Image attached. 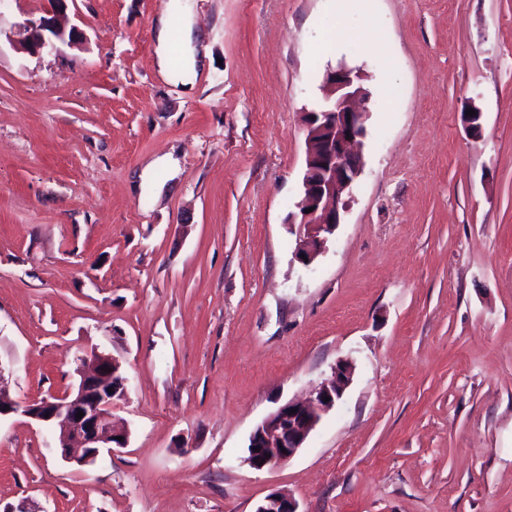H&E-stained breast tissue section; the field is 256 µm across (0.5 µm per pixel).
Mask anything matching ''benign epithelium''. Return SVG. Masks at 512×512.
<instances>
[{
    "instance_id": "benign-epithelium-1",
    "label": "benign epithelium",
    "mask_w": 512,
    "mask_h": 512,
    "mask_svg": "<svg viewBox=\"0 0 512 512\" xmlns=\"http://www.w3.org/2000/svg\"><path fill=\"white\" fill-rule=\"evenodd\" d=\"M51 11L30 18L24 25L25 49L32 54L57 51L73 41L75 28L63 22L66 0H51ZM324 105L303 113L306 132V171L299 213L289 224L297 227L296 258L308 267L323 251L340 224L339 203L362 171L359 152L365 136L368 101L360 71L340 67L327 73ZM312 212H307V209ZM353 364L336 362L331 375L305 401H290L258 424L250 435L245 462L255 470L273 468L291 459L322 417L342 398L350 384ZM76 391L20 404L0 391V416L20 414L44 426L58 429L56 447L61 456L78 466L96 463L103 452L128 445L129 433L113 422L115 401L125 395V382L114 357L93 352L81 360ZM113 392H108V389ZM329 401H324V398ZM84 416L76 418L78 412ZM255 512H298L297 502L282 491H273Z\"/></svg>"
}]
</instances>
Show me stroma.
I'll return each instance as SVG.
<instances>
[{"label": "stroma", "instance_id": "35a3bbf8", "mask_svg": "<svg viewBox=\"0 0 512 512\" xmlns=\"http://www.w3.org/2000/svg\"><path fill=\"white\" fill-rule=\"evenodd\" d=\"M169 4L69 0L81 37L32 55L49 0H0V388L71 391L94 349L130 431L80 467L0 418V512H512V0H188L202 63L177 83ZM342 63L363 171L306 268L302 114ZM169 152L179 177L134 191ZM345 358L303 447L250 468L254 428ZM176 28L182 30L185 42V51L182 55L180 68H177L172 60L171 36ZM191 36L192 21L188 13L168 12L157 20L155 56L159 73L164 80H176L182 70H194L197 67L198 59L191 47ZM297 502L282 491H273L257 506L255 512H299Z\"/></svg>", "mask_w": 512, "mask_h": 512}]
</instances>
